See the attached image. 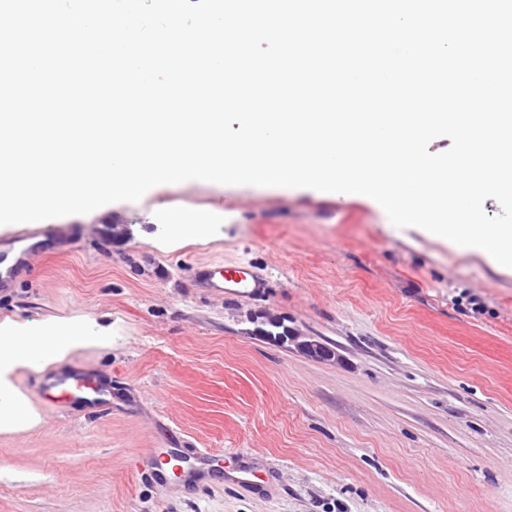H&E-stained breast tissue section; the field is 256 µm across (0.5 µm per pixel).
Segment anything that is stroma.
<instances>
[{
    "label": "stroma",
    "mask_w": 512,
    "mask_h": 512,
    "mask_svg": "<svg viewBox=\"0 0 512 512\" xmlns=\"http://www.w3.org/2000/svg\"><path fill=\"white\" fill-rule=\"evenodd\" d=\"M157 203L225 220L165 251ZM69 229L0 293V322L116 330L52 364L96 375L109 404L61 418L41 372L15 369L40 420L0 431V512H512V274L395 227L371 198L303 188L187 185ZM200 264L267 287L212 297ZM268 315L343 364L256 337ZM149 448L202 478L156 481L137 462Z\"/></svg>",
    "instance_id": "obj_1"
}]
</instances>
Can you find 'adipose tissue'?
I'll use <instances>...</instances> for the list:
<instances>
[{
  "label": "adipose tissue",
  "mask_w": 512,
  "mask_h": 512,
  "mask_svg": "<svg viewBox=\"0 0 512 512\" xmlns=\"http://www.w3.org/2000/svg\"><path fill=\"white\" fill-rule=\"evenodd\" d=\"M148 223L167 229V239L181 242L202 238L210 225L224 221L219 208L176 212L164 205L154 206L147 214ZM109 339L76 319H51L36 325L0 323V372L18 367L34 370L64 359L72 351L108 344Z\"/></svg>",
  "instance_id": "1"
}]
</instances>
